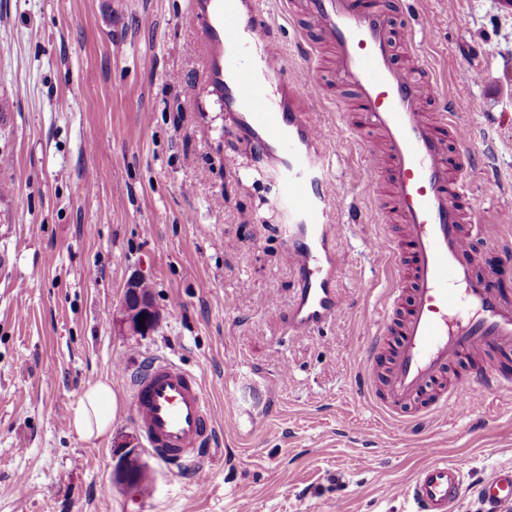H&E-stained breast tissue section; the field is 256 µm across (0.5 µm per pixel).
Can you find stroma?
<instances>
[{
  "instance_id": "35a3bbf8",
  "label": "stroma",
  "mask_w": 512,
  "mask_h": 512,
  "mask_svg": "<svg viewBox=\"0 0 512 512\" xmlns=\"http://www.w3.org/2000/svg\"><path fill=\"white\" fill-rule=\"evenodd\" d=\"M258 6L290 62L273 86L295 87L335 131L324 151L345 204L342 306L310 336L288 330V210L210 90L192 0H0V512H139L145 497L153 512H405L393 490L431 454L468 474L456 512H480L481 483L512 465V390L480 418L413 432L358 396V357L391 286L386 258L364 245L383 221L363 180V142L378 135L349 130L354 94L330 81L327 51L302 55L286 0ZM415 7L440 22L425 47L434 73L471 104L459 120L480 151L464 183L475 223L498 237L496 205L512 193V6ZM350 206L364 223H347ZM134 275L161 311L144 337L112 328ZM158 355L195 374L215 410L196 456L207 490L145 444L142 486L114 475L119 442L139 432L129 381ZM100 378L120 406L111 435L85 441L67 418Z\"/></svg>"
}]
</instances>
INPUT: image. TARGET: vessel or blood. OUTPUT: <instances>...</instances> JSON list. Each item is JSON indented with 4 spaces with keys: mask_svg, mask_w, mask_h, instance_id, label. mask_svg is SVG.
I'll list each match as a JSON object with an SVG mask.
<instances>
[{
    "mask_svg": "<svg viewBox=\"0 0 512 512\" xmlns=\"http://www.w3.org/2000/svg\"><path fill=\"white\" fill-rule=\"evenodd\" d=\"M195 4L208 45L210 89L229 113L233 133L266 160L288 207L284 249L298 282L288 327L294 335L309 334L340 310L342 227L330 216L339 193L321 165L332 131L290 96H271L269 85L286 72L288 59L265 38L269 18L255 0ZM289 6L316 32L306 55L328 46L336 86L354 90L352 129L380 133L382 148L364 146L365 179L381 212H395L403 226L402 240L384 230L368 239L393 268L375 336L391 332L395 340L384 371L361 359L357 384L368 396L382 392L379 410L403 429L458 411L481 415L484 398L512 386V375L489 366L445 389L440 382L452 364L512 352V296L502 290L498 271L482 264L481 226L464 223L473 206L462 175L478 151L457 116L470 104L446 98L442 86L424 76L421 46L434 38L437 20L419 15L412 0H290ZM433 103L438 113L429 112ZM402 296L407 302L400 314ZM132 393L136 424L162 461L184 463L210 440L213 411L202 384L176 362L149 363ZM464 488L462 467L438 457L396 494L413 512H456ZM480 495L487 512L512 503V466L496 470Z\"/></svg>",
    "mask_w": 512,
    "mask_h": 512,
    "instance_id": "b4317fda",
    "label": "vessel or blood"
}]
</instances>
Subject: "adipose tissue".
<instances>
[{
  "label": "adipose tissue",
  "mask_w": 512,
  "mask_h": 512,
  "mask_svg": "<svg viewBox=\"0 0 512 512\" xmlns=\"http://www.w3.org/2000/svg\"><path fill=\"white\" fill-rule=\"evenodd\" d=\"M118 407V398L109 381L99 380L88 384L71 409L69 429L82 440L109 435Z\"/></svg>",
  "instance_id": "1"
}]
</instances>
